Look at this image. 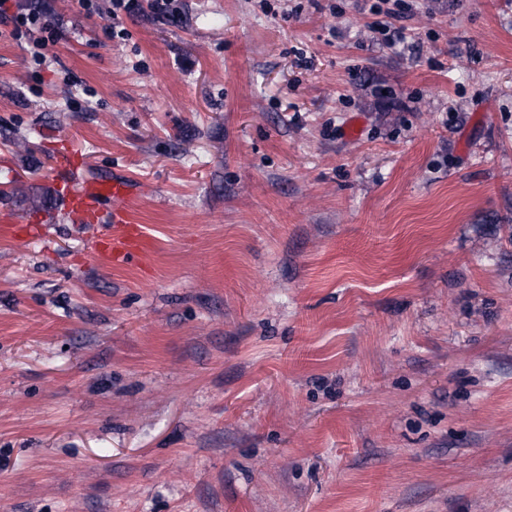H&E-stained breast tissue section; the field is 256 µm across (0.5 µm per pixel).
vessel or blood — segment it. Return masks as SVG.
I'll return each mask as SVG.
<instances>
[{
  "mask_svg": "<svg viewBox=\"0 0 512 512\" xmlns=\"http://www.w3.org/2000/svg\"><path fill=\"white\" fill-rule=\"evenodd\" d=\"M71 221L95 226L91 257L110 268L148 266L155 250L154 239L138 219L133 190L127 181L100 180L85 175L82 155L69 150L57 156L51 170ZM41 224H22L0 217V237L29 243L44 236Z\"/></svg>",
  "mask_w": 512,
  "mask_h": 512,
  "instance_id": "obj_1",
  "label": "vessel or blood"
}]
</instances>
